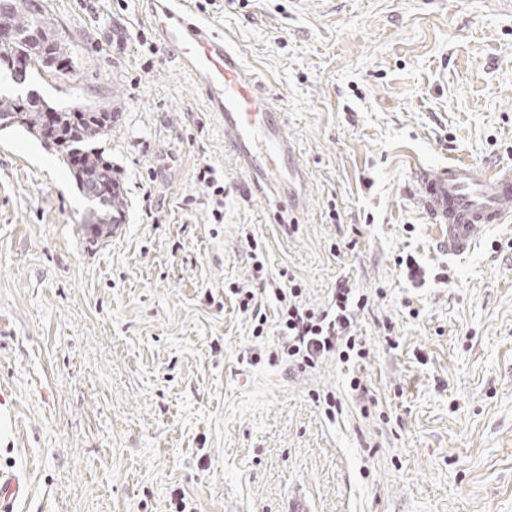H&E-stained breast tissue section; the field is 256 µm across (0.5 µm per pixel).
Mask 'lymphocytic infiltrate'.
Segmentation results:
<instances>
[{
  "label": "lymphocytic infiltrate",
  "instance_id": "lymphocytic-infiltrate-1",
  "mask_svg": "<svg viewBox=\"0 0 512 512\" xmlns=\"http://www.w3.org/2000/svg\"><path fill=\"white\" fill-rule=\"evenodd\" d=\"M254 269L261 273L259 289L234 288L239 299V307L248 313L252 324V335L262 338L268 329H275L280 342L269 354L270 359L279 360L289 369L305 373L311 372L326 361L340 363L349 375V388L361 399L362 415H369L366 405L368 394L359 363L369 354L364 336L358 332V316L368 305L366 295L339 282L331 293L325 308L315 309L304 304L300 284L282 286L276 279L264 276V263L255 260ZM276 305L277 320L269 322L265 300Z\"/></svg>",
  "mask_w": 512,
  "mask_h": 512
}]
</instances>
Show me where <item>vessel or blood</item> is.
Here are the masks:
<instances>
[{
    "mask_svg": "<svg viewBox=\"0 0 512 512\" xmlns=\"http://www.w3.org/2000/svg\"><path fill=\"white\" fill-rule=\"evenodd\" d=\"M154 27L178 62L193 75L216 116L229 146L254 187L279 212L308 206L307 175L295 158L283 112L265 96L260 76L249 69L224 33L202 21L189 0H154ZM417 202L441 232L440 248L469 250L488 224L512 220V164L494 166L453 161L416 172ZM23 480L0 470V512H14Z\"/></svg>",
    "mask_w": 512,
    "mask_h": 512,
    "instance_id": "vessel-or-blood-1",
    "label": "vessel or blood"
}]
</instances>
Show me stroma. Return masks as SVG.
Masks as SVG:
<instances>
[{"label":"stroma","mask_w":512,"mask_h":512,"mask_svg":"<svg viewBox=\"0 0 512 512\" xmlns=\"http://www.w3.org/2000/svg\"><path fill=\"white\" fill-rule=\"evenodd\" d=\"M75 62L22 85L104 106L126 199L91 243L62 159L0 130V469L17 512H512V221L448 255L417 166L512 162V0H193L256 70L309 183L293 223L250 184L150 0H43ZM224 180V221L197 179ZM324 306L365 293L370 417L332 362L292 374L229 292L248 246ZM419 266L410 275L403 259ZM24 490V482L18 475L0 470V511L14 512V502Z\"/></svg>","instance_id":"35a3bbf8"}]
</instances>
